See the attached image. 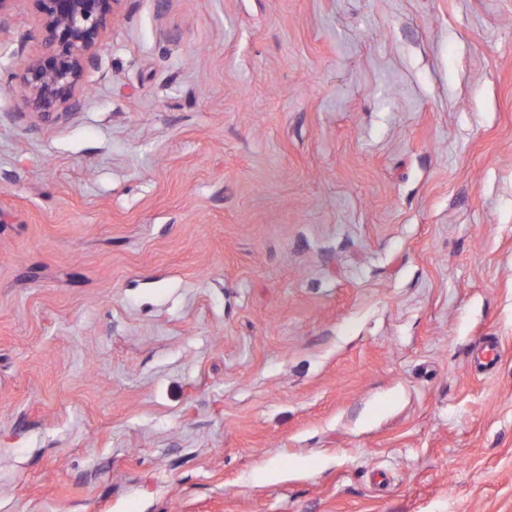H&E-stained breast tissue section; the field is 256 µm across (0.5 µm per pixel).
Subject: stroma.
<instances>
[{"label": "stroma", "mask_w": 512, "mask_h": 512, "mask_svg": "<svg viewBox=\"0 0 512 512\" xmlns=\"http://www.w3.org/2000/svg\"><path fill=\"white\" fill-rule=\"evenodd\" d=\"M40 45L0 512H512V0H123L49 118Z\"/></svg>", "instance_id": "1"}]
</instances>
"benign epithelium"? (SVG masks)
<instances>
[{
  "label": "benign epithelium",
  "mask_w": 512,
  "mask_h": 512,
  "mask_svg": "<svg viewBox=\"0 0 512 512\" xmlns=\"http://www.w3.org/2000/svg\"><path fill=\"white\" fill-rule=\"evenodd\" d=\"M33 2L42 46L23 64L20 89L33 112H73L87 68L102 49L122 0Z\"/></svg>",
  "instance_id": "7a95c632"
}]
</instances>
